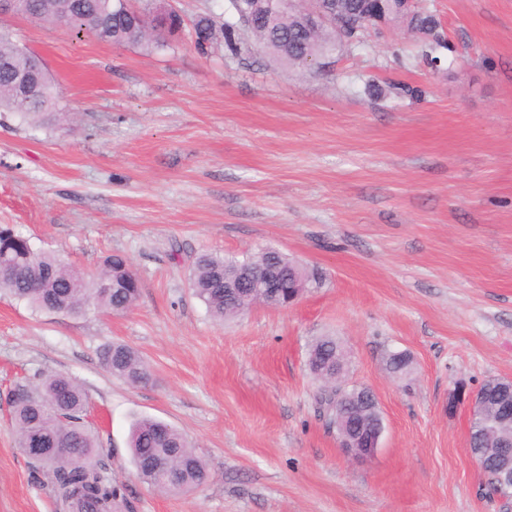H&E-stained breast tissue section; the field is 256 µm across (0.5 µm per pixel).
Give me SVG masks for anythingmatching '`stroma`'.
<instances>
[{
	"label": "stroma",
	"instance_id": "35a3bbf8",
	"mask_svg": "<svg viewBox=\"0 0 512 512\" xmlns=\"http://www.w3.org/2000/svg\"><path fill=\"white\" fill-rule=\"evenodd\" d=\"M225 0H169L184 20L147 55L24 17L0 18L43 58L52 124L0 114V224L88 274L119 252L142 288L124 314L37 311L0 298V512H63L15 446L11 402L62 372L89 397L134 512H512L469 449L476 391L512 378V0H418L449 47L432 69L405 30L337 48L316 70L264 50L200 53L192 25ZM403 82L419 98L371 96ZM262 248L317 273L286 308L218 322L189 288L197 255ZM340 342L345 382L384 419L355 461L320 414L307 359ZM139 351L152 383L112 378L100 351ZM408 352L411 373L386 368ZM163 420L207 464L187 495L141 483L133 423Z\"/></svg>",
	"mask_w": 512,
	"mask_h": 512
}]
</instances>
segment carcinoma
I'll use <instances>...</instances> for the list:
<instances>
[{
    "label": "carcinoma",
    "mask_w": 512,
    "mask_h": 512,
    "mask_svg": "<svg viewBox=\"0 0 512 512\" xmlns=\"http://www.w3.org/2000/svg\"><path fill=\"white\" fill-rule=\"evenodd\" d=\"M28 17L63 27L76 35L86 33L116 47L137 46L149 55L169 45V38L180 28L177 15L167 25L158 24L152 0H134L133 13L121 9L116 0H29ZM386 21L405 27L419 38L422 56L428 60L449 48L440 32V22L432 13H401L392 0H384ZM303 0H294L291 8L269 15L252 12L254 24L244 30L231 21L217 23L210 16L194 22L195 47L204 52L222 40L232 54L249 50L253 44L280 60L307 67L317 61L325 46L336 43V31L325 28L312 31L304 22ZM7 30L0 29V58L10 57L28 64L29 58ZM57 110L54 100L34 98L22 105L14 92L10 70L0 68V112H11L41 124L51 123ZM239 259L213 253L196 257L190 274L194 295L217 321L243 313L241 306L263 303L254 293L239 306L224 298V275L234 273ZM141 285L128 258L114 253L107 256L101 269L89 275L58 256L34 248L30 240L9 226L0 225V294L27 303L34 309L60 313H78L91 306L116 314L133 308L140 298ZM102 364L112 377L132 386H145L153 373L133 347L114 342L100 352ZM344 358L336 338L322 336L309 350L312 374L322 383L318 397L328 415L340 414L342 426L365 421L347 401L348 389L338 385L336 361ZM391 373L408 374L409 356L391 354L387 359ZM87 396L82 386L63 373L43 374L12 400V419L17 447H31L38 438L51 449L39 460L44 475L57 496L72 512H120L124 502L121 487L112 472L97 461L104 454L95 434L87 428L84 416ZM509 439L512 425L496 426L490 411H481L471 422L469 445L472 451L482 447L483 437ZM132 463L139 480L150 488L169 494L190 493L209 480L204 461L195 453L187 437L166 422L154 418L137 420L130 435Z\"/></svg>",
    "instance_id": "obj_1"
}]
</instances>
